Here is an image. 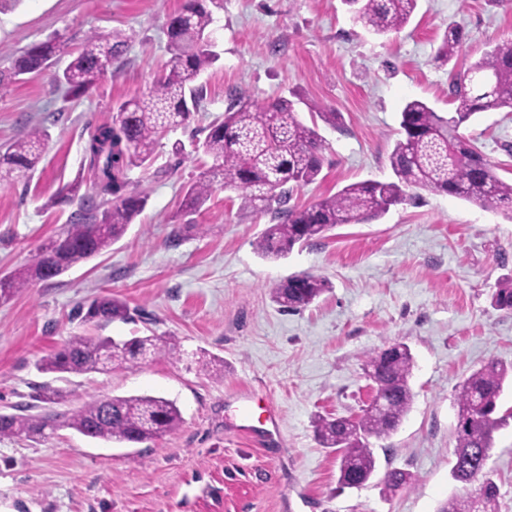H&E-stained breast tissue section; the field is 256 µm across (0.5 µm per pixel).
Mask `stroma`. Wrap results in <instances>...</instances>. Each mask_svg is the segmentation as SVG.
<instances>
[{
	"instance_id": "35a3bbf8",
	"label": "stroma",
	"mask_w": 512,
	"mask_h": 512,
	"mask_svg": "<svg viewBox=\"0 0 512 512\" xmlns=\"http://www.w3.org/2000/svg\"><path fill=\"white\" fill-rule=\"evenodd\" d=\"M185 0H21L0 12V44L20 51L57 39L50 68L16 77L0 93V153L34 129L47 137L34 172L0 182V273L31 259L81 212L58 203L81 180L90 191L86 146L110 111L146 91L170 58L166 24ZM462 28L458 56L435 59L448 25ZM131 34L126 50L83 96L56 82L92 31ZM219 60L195 80L198 112L162 135L149 168L129 176L149 195L122 239L102 254L0 303V414H18L44 386L61 390L63 413L89 396L153 395L176 403L181 425L138 444L104 442L69 428L37 441L0 439V512H437L463 493L450 476L457 385L490 362L512 364V313L490 292L512 275V219L457 197L410 189L408 201L365 224L266 260L254 243L271 217L216 188L184 213L187 187L212 164L198 151L204 129L223 118L229 93L263 102L297 99L316 126L324 165L295 188L306 207L365 180H393L388 156L410 98L436 111L454 106L449 83L495 43L512 39V5L495 0H418L410 23L387 36L355 24L342 0H224L210 27ZM340 112L338 126L312 106ZM512 180V112H483L465 128ZM311 272L329 290L299 312L272 302L274 284ZM113 297L131 319L86 320L96 299ZM170 336L168 355L87 374H44L41 357L72 336ZM408 345L414 401L389 439L374 448L380 470L417 484L395 492L381 478L339 490L336 456L315 435L316 415L350 416L370 394L371 351ZM223 361L221 377L200 368ZM250 403L253 432L239 415ZM274 407L277 425L265 424ZM498 512H512V424L496 434L489 462Z\"/></svg>"
}]
</instances>
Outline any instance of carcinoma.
I'll use <instances>...</instances> for the list:
<instances>
[{
    "label": "carcinoma",
    "mask_w": 512,
    "mask_h": 512,
    "mask_svg": "<svg viewBox=\"0 0 512 512\" xmlns=\"http://www.w3.org/2000/svg\"><path fill=\"white\" fill-rule=\"evenodd\" d=\"M353 19L365 29L386 35L401 31L410 21L418 0H342ZM224 0H185L167 25L171 57L163 72L144 93L121 103L112 120L99 125L87 147L93 193L82 195L85 205L95 198L112 197V207L76 222L58 238L51 239L28 263L0 277V301H7L39 281L52 279L74 264L94 257L119 241L129 224L143 211L147 195L124 197L131 184L129 172L150 162L157 138L166 130L189 120L200 102L191 82L210 68L218 55L207 43L214 11ZM122 30L90 33L81 50L63 71L59 82L74 96L84 94L98 75L112 65L128 45ZM461 34L455 25L443 34L435 59L448 62L459 53ZM57 43L46 40L18 56L0 49L13 76L44 69L56 53ZM454 111L444 115L420 99L407 101L401 111L400 137L390 153L396 180H367L349 184L336 194L304 208H290L294 188L314 182L323 168L322 138L313 127L298 120L295 102L277 97L258 102L244 93L231 95L224 118L208 126L203 152L214 164L185 192L183 207L196 211L211 196L214 182L240 192L241 206L269 214L268 225L255 241L264 258L287 256L295 246L305 245L339 224L368 223L405 200V190L422 187L446 193L481 208L502 210L512 216V182L502 180L487 159L461 129L480 112H512V39L497 43L482 58L470 64L461 78L450 84ZM43 133L34 130L0 156V167L26 172L41 157ZM329 288L328 281L303 272L277 283L272 300L285 311L310 306ZM491 305L512 313V276L496 283ZM88 318H130L128 306L114 299L93 302ZM173 350L172 339L134 336L115 342L109 337L72 336L42 357L43 373L84 374L107 368L115 362L136 363L147 353L163 356ZM413 356L409 347L392 343L369 354L365 372L383 410L373 406L351 424L341 418L320 417L314 428L320 445L339 455L337 484L360 487L373 477L377 458L370 439L385 440L394 434L408 413L414 394L409 384ZM512 377V365L491 362L473 371L457 387L456 445L451 477L477 487L443 502L438 512H497L498 487L488 468L494 434L512 419V409L501 410L504 382ZM182 422L175 403L161 397L96 396L80 407L61 414H10L0 416V437L42 438L46 430L67 427L104 441L141 443L174 431ZM385 485L390 490L416 486L413 476L389 470Z\"/></svg>",
    "instance_id": "1"
}]
</instances>
